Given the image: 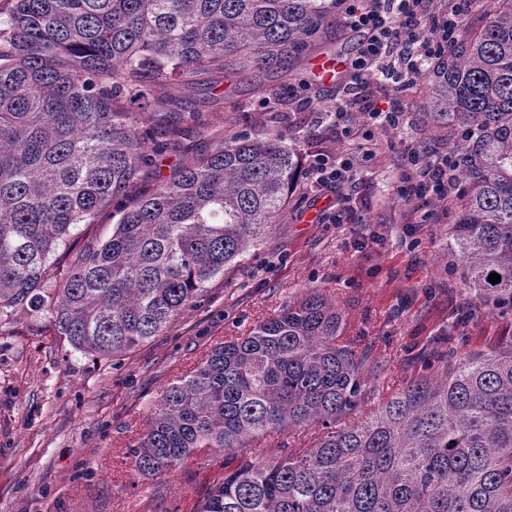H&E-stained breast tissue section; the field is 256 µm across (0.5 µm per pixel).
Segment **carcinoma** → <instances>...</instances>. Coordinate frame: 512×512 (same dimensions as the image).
I'll return each instance as SVG.
<instances>
[{"instance_id":"1","label":"carcinoma","mask_w":512,"mask_h":512,"mask_svg":"<svg viewBox=\"0 0 512 512\" xmlns=\"http://www.w3.org/2000/svg\"><path fill=\"white\" fill-rule=\"evenodd\" d=\"M337 0H13L0 27V322L45 316L72 348L124 356L203 300L288 207L301 127L270 115L161 174L211 71L288 76L336 33ZM426 115L456 130L448 228L464 285L512 307V0H486L433 60ZM112 235L77 236L102 223ZM501 280L492 284L489 275ZM310 292L167 386L131 446L156 476L203 449L315 429L224 472L196 512H512V347L422 361L360 414L378 372Z\"/></svg>"}]
</instances>
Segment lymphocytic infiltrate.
<instances>
[{
	"instance_id": "lymphocytic-infiltrate-1",
	"label": "lymphocytic infiltrate",
	"mask_w": 512,
	"mask_h": 512,
	"mask_svg": "<svg viewBox=\"0 0 512 512\" xmlns=\"http://www.w3.org/2000/svg\"><path fill=\"white\" fill-rule=\"evenodd\" d=\"M343 20L361 39L342 82L336 108L320 119L337 138L356 142L353 154L318 153L304 170L311 187L335 194L345 205L361 171L385 155L382 133L402 127L405 112L396 92L416 83L428 62L455 41L472 0H342ZM410 167L400 175L398 193L408 202L407 226L425 223V205L447 208L454 185L448 154L419 146L408 150Z\"/></svg>"
}]
</instances>
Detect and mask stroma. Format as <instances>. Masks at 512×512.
I'll list each match as a JSON object with an SVG mask.
<instances>
[{
    "mask_svg": "<svg viewBox=\"0 0 512 512\" xmlns=\"http://www.w3.org/2000/svg\"><path fill=\"white\" fill-rule=\"evenodd\" d=\"M294 86L276 70L257 84L233 87L216 76L197 86L190 96L202 128L190 145L202 153L216 135L263 124L269 95L287 100ZM428 94L421 83L403 97L409 125L384 133L385 161L363 173L343 224L319 221L334 194L299 183L273 229L208 283L200 306L119 360L73 350L45 318L1 325L0 512H196L223 480L224 460L203 450L172 472L141 477L128 447L152 400L215 343L247 335L312 288L335 298L347 335L371 349L381 367L373 388L413 378L420 355L448 351L462 359L512 342V311L494 309L461 284L441 212L416 232V248L400 243L407 205L396 185L406 142L448 148L447 130H425ZM287 116L312 132L303 157L352 152L312 113Z\"/></svg>",
    "mask_w": 512,
    "mask_h": 512,
    "instance_id": "stroma-1",
    "label": "stroma"
}]
</instances>
